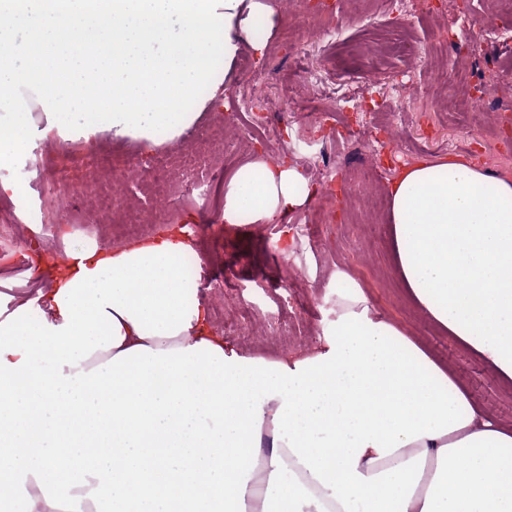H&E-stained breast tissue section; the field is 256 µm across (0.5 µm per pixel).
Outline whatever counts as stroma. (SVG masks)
<instances>
[{
    "instance_id": "1",
    "label": "stroma",
    "mask_w": 512,
    "mask_h": 512,
    "mask_svg": "<svg viewBox=\"0 0 512 512\" xmlns=\"http://www.w3.org/2000/svg\"><path fill=\"white\" fill-rule=\"evenodd\" d=\"M279 25L264 52L256 58L250 45H242L233 67L232 83L223 107L205 111L198 125L177 141V149L196 156L199 173L210 176L217 170L232 171L248 160L251 151L265 153L269 160L288 159L310 181H317L324 164L336 167V222L328 228L319 252L293 255L288 236L269 224L224 223V192L216 190L213 205L202 211V223L189 238L202 255V274H223L224 289L203 291L213 325L232 321L242 304L252 306L253 317L246 335L233 337L245 354L275 357L306 348L333 317L335 300L331 273L348 269L365 288L376 312L389 318L424 343L427 350L448 366L456 381L473 402L506 427L512 426V384L506 382L478 355L451 336L439 334L405 296L392 266L390 235L374 236L369 227L385 221V211L368 212L359 205L362 193L385 196L397 171L415 161L448 155L471 157L476 143H483L482 162L495 173H512V155L501 153L494 137L499 109L512 108V83L496 91L471 126L450 124L449 113L457 102L449 86L467 80L489 82L500 71H512V10L500 0H471L469 12H461L460 0H414L404 13L378 9L374 0H327L339 26L336 40L318 30L300 53H293L289 30L310 24L309 8L318 0H274ZM442 15L452 34L439 63L447 71L445 85L426 88L428 61L423 46L435 35L433 15ZM475 15L485 29L498 34L484 57L458 69L459 46L470 43L475 33L468 16ZM383 58L387 69L381 83L370 87L364 81L367 62ZM319 72L321 83H305L302 70ZM349 83L352 103L331 115L334 139L316 132L314 108L322 94L321 84L329 79ZM266 106L270 119L263 142L237 124L236 114ZM375 120L386 127L379 140L369 141L361 133L363 123ZM69 143L51 138L34 139L26 153L0 168V180L25 188L23 198L0 196V215L13 226L12 249H25L31 232L29 222L55 224L69 214L93 217L97 233H88L82 223L69 225L73 244L94 241L112 247L119 224L133 213L151 215L164 206L163 200L144 193L140 186L124 190L119 207L99 210V198L116 189L115 166L140 156L138 143L102 135L93 153L103 164L95 171L78 166L68 154ZM48 162L57 178L69 186L83 185L81 195L45 196L36 188V162ZM292 293L303 311L298 329L282 337L270 329L277 314L279 295Z\"/></svg>"
}]
</instances>
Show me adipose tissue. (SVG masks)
<instances>
[{"mask_svg": "<svg viewBox=\"0 0 512 512\" xmlns=\"http://www.w3.org/2000/svg\"><path fill=\"white\" fill-rule=\"evenodd\" d=\"M269 0H0V167L41 138L142 152L216 108ZM45 120L35 129L33 108ZM316 188L254 154L224 182L228 224H267ZM407 296L512 380V176L455 157L389 183ZM0 318V502L11 512H512V430L336 269V315L306 350L246 355L211 326L185 230L48 263Z\"/></svg>", "mask_w": 512, "mask_h": 512, "instance_id": "ef3b65f1", "label": "adipose tissue"}]
</instances>
